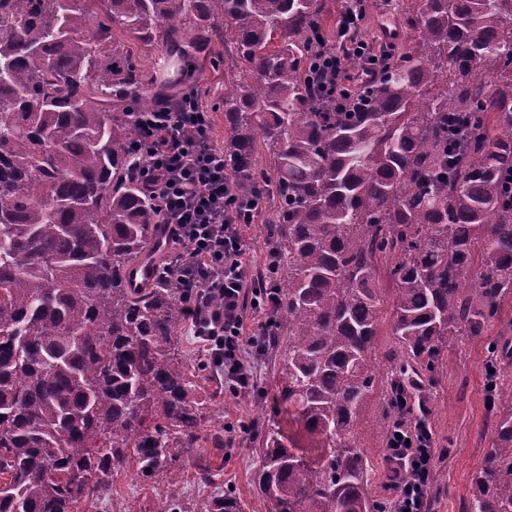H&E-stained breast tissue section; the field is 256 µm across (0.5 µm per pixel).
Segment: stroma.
Here are the masks:
<instances>
[{"instance_id":"1","label":"stroma","mask_w":512,"mask_h":512,"mask_svg":"<svg viewBox=\"0 0 512 512\" xmlns=\"http://www.w3.org/2000/svg\"><path fill=\"white\" fill-rule=\"evenodd\" d=\"M399 0H367L366 19L361 36L366 41L383 45V24H390L397 32L395 46H410L407 29L400 21ZM196 87L205 91V103L213 110L214 136L219 144H226L229 129L224 112L218 103L224 94L223 73L210 66L199 67L194 76ZM496 327H489L486 335L477 337L458 350L450 351L436 371L437 384L433 390L430 430L433 443L441 458L436 464L442 475L434 488L430 512H463V503L475 473L480 469L484 455L493 438L489 415L485 367L489 346L495 340ZM183 357L194 368L202 389L213 399L206 413L207 428L218 429L224 423H249L258 419L273 422L280 434L291 436L295 430L286 420L280 403L278 386V358L273 353L260 357L247 356L258 389L239 397L226 396L222 380L200 363L199 344L191 330H184L180 338ZM358 446L372 467L369 489L373 496L391 497L390 478L384 445L372 427L371 418H363L358 427ZM258 458L251 434L237 438L233 447L216 448L203 443L191 457L185 458L181 480L174 485L164 481L140 480L135 465L114 474L104 498L89 497L75 512H126L135 507L137 512H152L158 499L179 498L200 508L215 493L230 489L242 501V512H275L259 491L257 483Z\"/></svg>"}]
</instances>
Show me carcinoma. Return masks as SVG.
I'll use <instances>...</instances> for the list:
<instances>
[{
    "label": "carcinoma",
    "instance_id": "1",
    "mask_svg": "<svg viewBox=\"0 0 512 512\" xmlns=\"http://www.w3.org/2000/svg\"><path fill=\"white\" fill-rule=\"evenodd\" d=\"M329 0H0V512H74L129 460L176 483L206 397L178 353V291L135 266L169 260L137 174L141 112L178 97L199 60L232 62L221 104L238 193H271L279 264L271 343L284 401L323 436L319 463L252 421L276 512H390L369 492L356 428L376 384L384 269L394 286L396 399L425 420L445 352L499 323L512 369V0H407L414 46L336 100L315 85ZM164 28L178 76L153 84L113 27ZM265 151L267 164L257 163ZM465 512H512V387ZM201 512H241L226 491Z\"/></svg>",
    "mask_w": 512,
    "mask_h": 512
}]
</instances>
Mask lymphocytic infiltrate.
<instances>
[{"label": "lymphocytic infiltrate", "instance_id": "obj_1", "mask_svg": "<svg viewBox=\"0 0 512 512\" xmlns=\"http://www.w3.org/2000/svg\"><path fill=\"white\" fill-rule=\"evenodd\" d=\"M363 15L343 16L339 48H326L321 68L332 75L328 92L349 96L355 78H368L387 56L366 41L350 37ZM364 59L360 75L347 67ZM136 156L142 182L158 198L163 229L175 250L164 275L180 292L185 314L201 355L224 371V391L237 397L255 389L245 354L258 355L274 314V289L258 284L244 255L243 228L261 209L259 200L241 197L236 175L224 163V148L212 135L211 115L197 88H190L180 109L147 112ZM391 438L394 512H427L435 468L428 426H398Z\"/></svg>", "mask_w": 512, "mask_h": 512}]
</instances>
